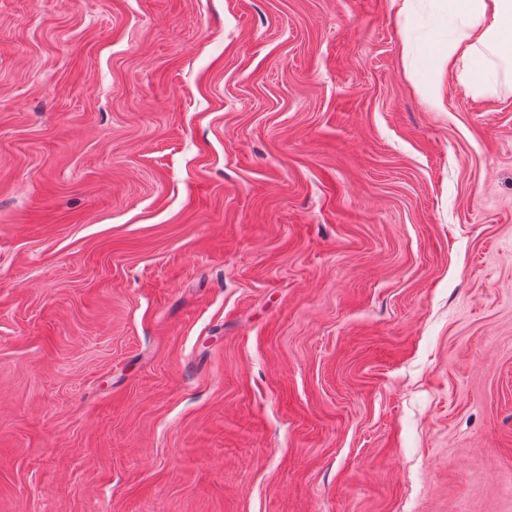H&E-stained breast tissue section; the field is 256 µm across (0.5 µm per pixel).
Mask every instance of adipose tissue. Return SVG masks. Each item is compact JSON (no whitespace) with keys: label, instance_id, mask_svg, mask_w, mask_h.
Listing matches in <instances>:
<instances>
[{"label":"adipose tissue","instance_id":"ef3b65f1","mask_svg":"<svg viewBox=\"0 0 512 512\" xmlns=\"http://www.w3.org/2000/svg\"><path fill=\"white\" fill-rule=\"evenodd\" d=\"M448 22V40L436 72H458L473 93H496L512 72V0H439Z\"/></svg>","mask_w":512,"mask_h":512}]
</instances>
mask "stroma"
Instances as JSON below:
<instances>
[{"instance_id":"1","label":"stroma","mask_w":512,"mask_h":512,"mask_svg":"<svg viewBox=\"0 0 512 512\" xmlns=\"http://www.w3.org/2000/svg\"><path fill=\"white\" fill-rule=\"evenodd\" d=\"M434 0H0V512H512V89Z\"/></svg>"}]
</instances>
